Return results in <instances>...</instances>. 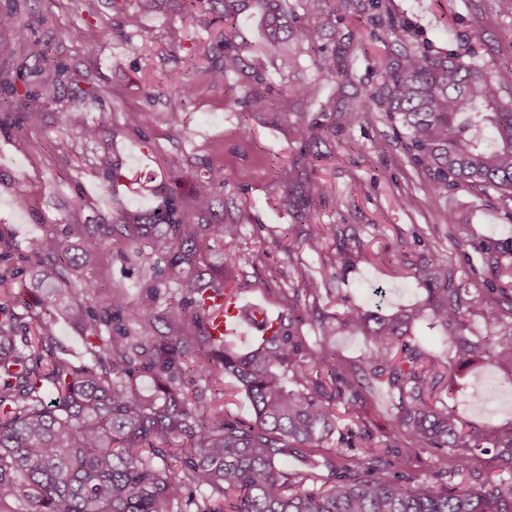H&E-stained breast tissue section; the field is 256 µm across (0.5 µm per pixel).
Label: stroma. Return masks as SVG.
<instances>
[{
	"mask_svg": "<svg viewBox=\"0 0 512 512\" xmlns=\"http://www.w3.org/2000/svg\"><path fill=\"white\" fill-rule=\"evenodd\" d=\"M114 0H0V12L14 13L24 38L0 30V225L12 229L19 249L45 231H65L71 224H112L113 196L128 208L148 212L168 194L190 201L201 190L217 203L234 205L247 221L234 241L214 247L210 259L233 256L237 282L247 296L258 298L272 314L283 309L290 289L315 283L316 305L333 315L353 303L392 314L423 302L426 291L415 275L425 262L447 263L457 282L485 288L490 274L484 248L512 244V198L506 192H480L461 186L430 196L431 180L407 152L399 128L386 112L366 113L356 125L340 124L335 113L321 112V101L340 108L358 104L365 89L379 81L385 64L398 53L386 28L373 25L367 0H344L323 35L326 47L348 48L350 79L324 84L305 43L294 41L302 56L282 74L270 55L260 19L245 15L239 32L259 50L266 67L269 100L297 84L312 85L315 99L302 113L276 109L254 112L239 104L236 78L212 84L204 72L220 52L223 25L197 29L183 0H124L138 12L139 28L130 31ZM384 14L408 24L415 44H430L440 53L474 55L488 65L503 91L512 90V12L499 0H382ZM44 43L59 64L56 85L43 87L24 42ZM193 93L178 94L184 87ZM43 114L39 126L28 125L29 109ZM182 112L183 129L170 126L168 114ZM142 113L139 127L126 126L127 112ZM83 118L85 129L67 125L66 117ZM320 125L319 140L300 137L299 126ZM27 142L18 152L15 142ZM320 153L310 169L331 200L318 205L317 221L341 224L357 234L374 261L351 257L343 272L326 262L336 248L327 238L324 251L288 252L283 238L295 216L275 181L283 162L304 153ZM184 155L189 165L182 179L169 174L164 160ZM223 165L227 188L209 184L208 171ZM452 212L443 224L439 214ZM106 263L88 275L104 289L124 293V323L135 327L137 296L143 279L154 276L155 260L143 247L138 263L126 261L107 242ZM403 254L405 267L392 261ZM464 421L484 433L512 430V373L476 359L452 381Z\"/></svg>",
	"mask_w": 512,
	"mask_h": 512,
	"instance_id": "stroma-1",
	"label": "stroma"
}]
</instances>
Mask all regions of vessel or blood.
Instances as JSON below:
<instances>
[{
  "instance_id": "vessel-or-blood-1",
  "label": "vessel or blood",
  "mask_w": 512,
  "mask_h": 512,
  "mask_svg": "<svg viewBox=\"0 0 512 512\" xmlns=\"http://www.w3.org/2000/svg\"><path fill=\"white\" fill-rule=\"evenodd\" d=\"M203 298L212 309L208 328L216 340H223L243 327L256 336L269 335L271 316L259 302H244L240 289L228 288L219 293L209 290Z\"/></svg>"
}]
</instances>
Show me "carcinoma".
Masks as SVG:
<instances>
[{"label": "carcinoma", "instance_id": "obj_1", "mask_svg": "<svg viewBox=\"0 0 512 512\" xmlns=\"http://www.w3.org/2000/svg\"><path fill=\"white\" fill-rule=\"evenodd\" d=\"M333 2L185 0L199 29L224 23V54L207 70L209 80L222 85L237 77L240 103L255 109L268 105L264 74L260 62L248 61L249 45L238 35L240 17L260 15L279 70L296 63L284 45L298 37L312 54L317 79L334 83L348 72L347 48L321 55L323 31L336 14ZM368 7L371 22L387 24L392 41L405 44L408 30L384 22L381 0H369ZM27 48L43 62L41 83H54L59 68L46 50L38 43ZM313 99V88L302 85L285 91L276 108L293 111ZM375 107L405 129L406 149L432 176V196L458 185L512 190V100L504 101L485 66L459 53L404 50L340 118L353 125ZM309 167L300 156L275 171L298 220L288 225V251H319L332 230L340 249L327 263L341 267L348 256L345 228L313 222L311 208L331 194L310 179ZM214 207L206 191L190 204L171 195L148 213L113 200L120 223L107 227L108 236L135 246L128 261L142 255L140 240L150 239L167 283L184 298V304L160 312L158 284H144L135 329L122 324L125 297L98 291L83 274L86 264L104 254L96 228L70 227L82 238L80 253L72 255L65 238L52 230L21 252L10 229L0 226V512H175L179 505L195 512H512V431L489 447L454 406L433 395L445 376L478 353L512 367V333L498 328L502 315L512 317V246L486 251L496 283L475 299L443 263L418 273L427 286L425 303L391 315L350 304L331 323L308 302L312 288H293L272 336L240 354L214 339L203 308L205 290L234 283L224 265L205 262L204 251L241 230V217H226ZM28 267L43 288L32 300L43 317L36 320L35 339L20 342V319L10 311L13 289L5 284ZM68 293L97 297L94 305L71 313L90 355L82 365L58 356L55 327L46 318ZM476 311L485 332L471 338L467 321ZM424 318L448 331V363L413 338L412 326ZM160 319L191 328L160 333ZM312 324L320 332L317 348L303 341V327ZM341 332L363 337V359L344 362L331 353V339ZM142 377L153 380V394L138 389ZM226 378L248 397L251 421L216 406ZM380 388L394 396V433L384 446L359 420L341 425L356 403ZM329 441L333 452L315 462L327 472L321 488H306L303 478L280 470L281 458ZM396 446L415 456L448 451L457 466L433 477L449 483L475 474L466 468L470 461L492 464L503 476L493 485L475 483L460 491L414 486L402 471L382 477L394 467L386 454ZM203 489L212 496L198 499Z\"/></svg>", "mask_w": 512, "mask_h": 512}]
</instances>
